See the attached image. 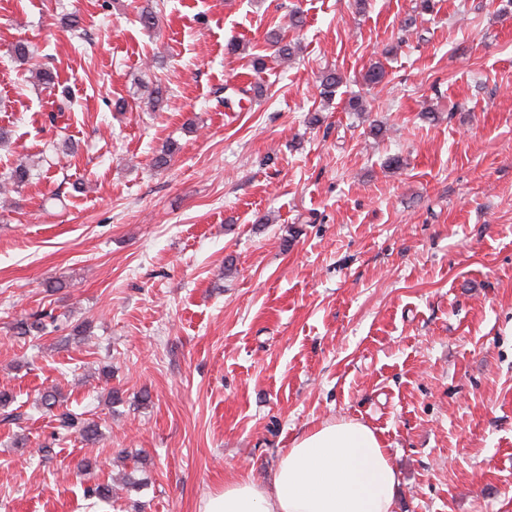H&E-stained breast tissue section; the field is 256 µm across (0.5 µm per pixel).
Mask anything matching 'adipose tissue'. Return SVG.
<instances>
[{
  "label": "adipose tissue",
  "mask_w": 512,
  "mask_h": 512,
  "mask_svg": "<svg viewBox=\"0 0 512 512\" xmlns=\"http://www.w3.org/2000/svg\"><path fill=\"white\" fill-rule=\"evenodd\" d=\"M396 485L380 434L338 418L298 434L270 479L240 476L199 512H395Z\"/></svg>",
  "instance_id": "adipose-tissue-1"
}]
</instances>
